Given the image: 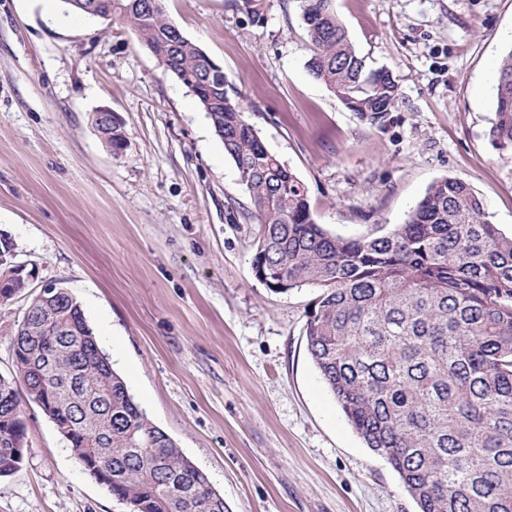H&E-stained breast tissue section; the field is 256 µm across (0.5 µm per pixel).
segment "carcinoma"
Wrapping results in <instances>:
<instances>
[{"label":"carcinoma","mask_w":512,"mask_h":512,"mask_svg":"<svg viewBox=\"0 0 512 512\" xmlns=\"http://www.w3.org/2000/svg\"><path fill=\"white\" fill-rule=\"evenodd\" d=\"M193 91L249 193L260 224L252 269L266 286L319 294L306 312L309 355L352 428L386 459L419 512H512V234L462 179L433 182L403 223L345 238L317 224L304 183L268 150L244 99L214 61L178 37L162 0H107ZM310 73L348 110L382 123L399 101L386 68L368 70L334 0H300ZM490 139L512 161V50L495 81ZM116 151L122 122L96 126ZM7 330L15 375H0V477L25 434L21 395L53 403L83 469L97 464L127 512H226L209 476L155 425L112 369L81 305L56 287Z\"/></svg>","instance_id":"cac0c4a2"}]
</instances>
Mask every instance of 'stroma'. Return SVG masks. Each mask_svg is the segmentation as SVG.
<instances>
[{
    "label": "stroma",
    "mask_w": 512,
    "mask_h": 512,
    "mask_svg": "<svg viewBox=\"0 0 512 512\" xmlns=\"http://www.w3.org/2000/svg\"><path fill=\"white\" fill-rule=\"evenodd\" d=\"M163 7L241 92L329 233L389 230L448 176L512 232V162L489 137L512 0H335L357 53L399 85L374 125L309 73L298 0H266L257 22L233 0ZM102 108L123 123L120 154L95 128ZM249 207L206 112L128 25L75 19L60 0H0V230L19 260L72 292L136 402L228 512H417L311 360L316 290L254 277L259 226L229 215ZM22 413L27 447L0 477V512H125L35 403Z\"/></svg>",
    "instance_id": "obj_1"
}]
</instances>
